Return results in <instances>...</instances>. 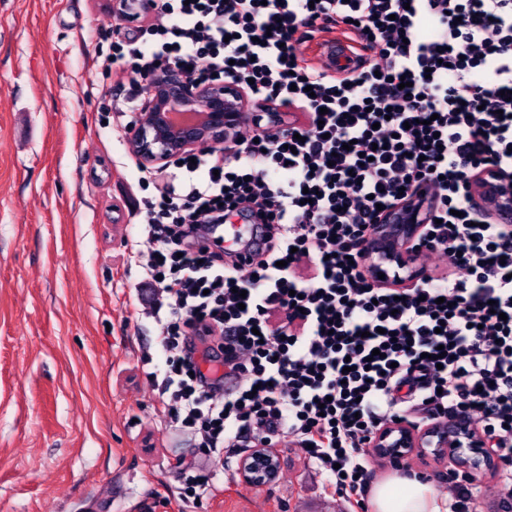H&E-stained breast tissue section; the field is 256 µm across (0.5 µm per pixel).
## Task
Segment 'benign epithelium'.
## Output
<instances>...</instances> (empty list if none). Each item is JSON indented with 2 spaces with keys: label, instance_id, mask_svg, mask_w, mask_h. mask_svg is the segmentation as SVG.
Here are the masks:
<instances>
[{
  "label": "benign epithelium",
  "instance_id": "obj_1",
  "mask_svg": "<svg viewBox=\"0 0 512 512\" xmlns=\"http://www.w3.org/2000/svg\"><path fill=\"white\" fill-rule=\"evenodd\" d=\"M145 102L127 129L141 170L161 179L169 162L189 155L199 146H221L228 131L252 118L246 92L232 81L190 84L174 67L159 71L144 88ZM475 202L490 219L512 222V175L473 186ZM377 224L368 236L366 260L382 283L391 288H410L419 275L412 244L421 224ZM372 452L388 460H402L431 448L438 459L450 462L466 474L492 470L490 440L465 416L416 427L389 423L376 431ZM243 483L264 487L279 473L278 453L257 446L238 462Z\"/></svg>",
  "mask_w": 512,
  "mask_h": 512
}]
</instances>
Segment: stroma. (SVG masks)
Instances as JSON below:
<instances>
[{"label": "stroma", "mask_w": 512, "mask_h": 512, "mask_svg": "<svg viewBox=\"0 0 512 512\" xmlns=\"http://www.w3.org/2000/svg\"><path fill=\"white\" fill-rule=\"evenodd\" d=\"M149 26L108 0H0V512H352L299 449L254 488L169 426L143 271L127 263L156 185L104 61ZM211 491L184 493V473Z\"/></svg>", "instance_id": "obj_1"}]
</instances>
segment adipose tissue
<instances>
[{"label": "adipose tissue", "mask_w": 512, "mask_h": 512, "mask_svg": "<svg viewBox=\"0 0 512 512\" xmlns=\"http://www.w3.org/2000/svg\"><path fill=\"white\" fill-rule=\"evenodd\" d=\"M370 512H451V504L435 497L430 485L395 476L374 484L369 493Z\"/></svg>", "instance_id": "obj_1"}]
</instances>
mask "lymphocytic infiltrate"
I'll return each instance as SVG.
<instances>
[{
    "label": "lymphocytic infiltrate",
    "mask_w": 512,
    "mask_h": 512,
    "mask_svg": "<svg viewBox=\"0 0 512 512\" xmlns=\"http://www.w3.org/2000/svg\"><path fill=\"white\" fill-rule=\"evenodd\" d=\"M151 45L115 54L129 86L158 67L229 78L288 106V134L230 131L223 156L183 160L147 203L171 424L223 462L241 435L289 438L367 508L368 446L387 423L463 414L489 435L512 494V223L476 205L471 179L512 174V0H150ZM342 29L358 46L330 72L301 43ZM431 201L422 274L377 286L364 251L384 209ZM249 212L226 254L214 226ZM215 337L203 371L190 337ZM241 379L235 395L224 380Z\"/></svg>",
    "instance_id": "obj_1"
}]
</instances>
